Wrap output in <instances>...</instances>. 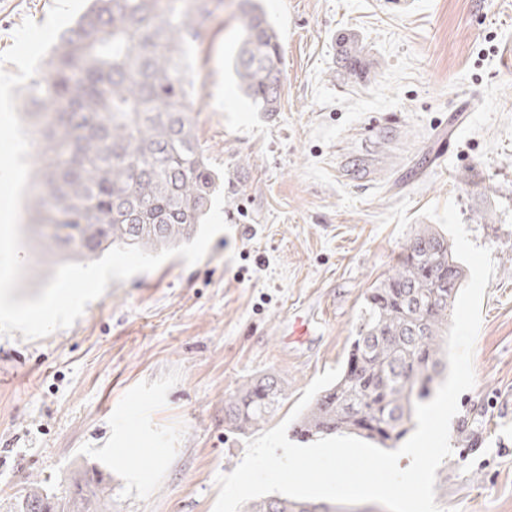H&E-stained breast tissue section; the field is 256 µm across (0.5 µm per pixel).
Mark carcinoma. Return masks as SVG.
I'll return each instance as SVG.
<instances>
[{
	"label": "carcinoma",
	"instance_id": "carcinoma-1",
	"mask_svg": "<svg viewBox=\"0 0 512 512\" xmlns=\"http://www.w3.org/2000/svg\"><path fill=\"white\" fill-rule=\"evenodd\" d=\"M223 0H91L26 86L27 113L45 146L35 186L39 235L53 254L88 257L112 246L159 250L189 240L221 186L194 133L187 48ZM240 92L259 112L281 105L279 37L256 0H237ZM464 266L426 226L404 245L393 274L365 297L339 380L291 425L313 441L350 434L390 448L410 430L446 365L439 357ZM283 399L274 375L243 383L224 423L245 433ZM17 512H110L75 486L66 502L33 484ZM249 512H335L275 496Z\"/></svg>",
	"mask_w": 512,
	"mask_h": 512
}]
</instances>
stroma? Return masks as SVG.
Returning a JSON list of instances; mask_svg holds the SVG:
<instances>
[{
    "label": "stroma",
    "mask_w": 512,
    "mask_h": 512,
    "mask_svg": "<svg viewBox=\"0 0 512 512\" xmlns=\"http://www.w3.org/2000/svg\"><path fill=\"white\" fill-rule=\"evenodd\" d=\"M53 0H0V52ZM282 46L281 108L255 111L230 66L236 6L188 50L196 134L224 175L228 231L196 264L110 280L66 329L0 336V512L32 483L102 489L112 512H213L246 435L224 402L272 374L285 419L342 365L366 295L395 268L420 211L455 200L492 250L474 387L436 471L443 512H512V0H260ZM367 77L346 68L343 36ZM22 237L17 299L54 265Z\"/></svg>",
    "instance_id": "35a3bbf8"
}]
</instances>
